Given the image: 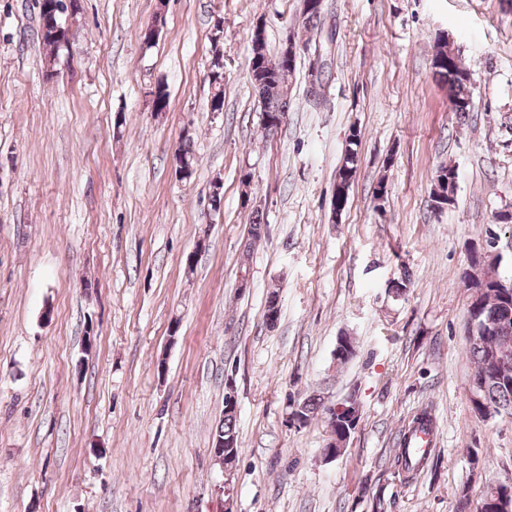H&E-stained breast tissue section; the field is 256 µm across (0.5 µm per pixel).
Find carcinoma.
<instances>
[{
  "mask_svg": "<svg viewBox=\"0 0 512 512\" xmlns=\"http://www.w3.org/2000/svg\"><path fill=\"white\" fill-rule=\"evenodd\" d=\"M37 37L50 52H55L69 40V31L64 28L56 35L39 26ZM450 59L452 67L432 66L434 74L440 81L451 83V94L448 98L451 111L460 116L468 114V110L458 107V103L473 96V83L469 69L465 67L460 57L448 43H441L433 60ZM273 59L268 53L266 40L250 41L249 77L251 84L259 97L262 108V126L270 135L278 130L287 114L288 103L284 99V88L293 72L285 70L278 74L263 66V61ZM359 140L357 132H352L348 147L345 150L341 165L336 173L335 188L332 202H348V192L351 183L343 178L346 172L357 173L359 163ZM265 224L259 212L252 213V221L248 229V246H253L264 235ZM469 288L477 294L476 300L470 305L471 319L477 321V329L469 337L470 353L476 365L473 380L480 382V396L485 405L497 413L512 414V335L502 337L490 324L506 313H512V288H502L496 281L485 283L468 280ZM300 415L306 421H311L321 415L327 418L331 428H337L341 417L327 407L322 398L309 396L300 401ZM214 438L230 439L238 442L236 431V415L227 414L215 428ZM429 459L416 458L407 453V448L397 452L395 466L397 474L407 480L427 467ZM480 512H512V495L498 497L484 493L481 499Z\"/></svg>",
  "mask_w": 512,
  "mask_h": 512,
  "instance_id": "obj_1",
  "label": "carcinoma"
}]
</instances>
